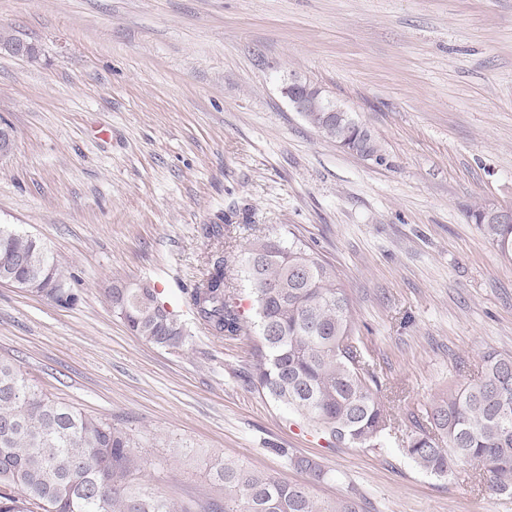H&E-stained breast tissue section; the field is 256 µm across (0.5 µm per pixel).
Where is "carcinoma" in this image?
<instances>
[{"label": "carcinoma", "instance_id": "1", "mask_svg": "<svg viewBox=\"0 0 512 512\" xmlns=\"http://www.w3.org/2000/svg\"><path fill=\"white\" fill-rule=\"evenodd\" d=\"M336 146L362 152L364 131L325 112L305 116ZM368 153L379 152L372 143ZM500 253L512 259V223L470 213ZM243 272L251 287L259 343L246 382L296 414L332 446L374 448L391 428V414L367 349L356 336L350 298L336 268L299 239L257 237L245 249ZM226 259L216 258L190 300L212 335L248 334ZM24 280L28 291L60 308L80 294L60 262L38 238L0 226V279ZM112 311L144 341L179 351L189 336L156 296L138 283L115 284ZM409 432L397 448L437 477L462 463L480 469L481 492L512 497V353L488 351L476 379L451 385L421 416H407ZM305 482L255 471L233 462L215 467L224 505L211 512H359L348 496L315 501L308 484L326 479L316 459L292 456ZM136 460L130 434L51 399L13 364L0 361V512H179L126 478Z\"/></svg>", "mask_w": 512, "mask_h": 512}]
</instances>
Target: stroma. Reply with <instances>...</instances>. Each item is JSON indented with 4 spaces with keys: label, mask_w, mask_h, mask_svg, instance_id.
<instances>
[{
    "label": "stroma",
    "mask_w": 512,
    "mask_h": 512,
    "mask_svg": "<svg viewBox=\"0 0 512 512\" xmlns=\"http://www.w3.org/2000/svg\"><path fill=\"white\" fill-rule=\"evenodd\" d=\"M0 225L74 275L73 309L0 283V359L50 397L129 432L133 490L205 512L215 464L291 481L361 512H512L477 465L438 478L397 451L329 446L247 385L257 335L214 337L190 301L210 262L255 233L336 267L382 392L421 413L512 352V260L469 216L512 207V0H0ZM321 87L381 160L337 148L282 92ZM104 137H96V130ZM120 282L156 288L189 344L172 352L112 311Z\"/></svg>",
    "instance_id": "1"
}]
</instances>
